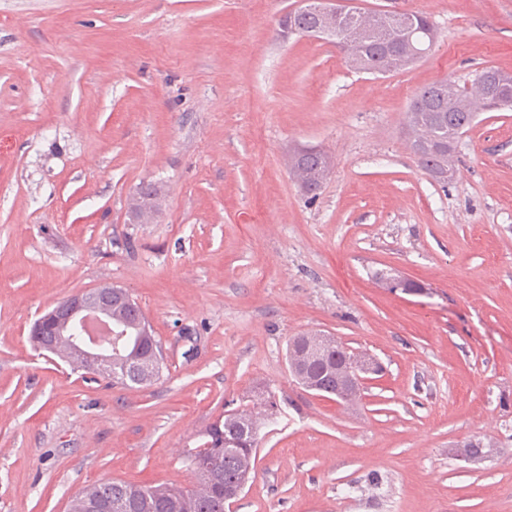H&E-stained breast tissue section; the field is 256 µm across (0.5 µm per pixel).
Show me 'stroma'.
I'll list each match as a JSON object with an SVG mask.
<instances>
[{
	"label": "stroma",
	"instance_id": "obj_1",
	"mask_svg": "<svg viewBox=\"0 0 512 512\" xmlns=\"http://www.w3.org/2000/svg\"><path fill=\"white\" fill-rule=\"evenodd\" d=\"M345 2L426 13L437 41L375 76L277 40L298 0H0V512H68L107 480L191 485L206 429L260 388L276 413L226 512H512V111L478 116L446 184L405 123L426 84L512 71V0ZM303 147L333 158L313 200L289 170ZM147 182L159 208L137 224ZM103 283L158 336L159 380L32 344L42 312ZM306 332L382 365L355 406L289 375ZM472 437L499 454L460 459ZM372 470L384 484L362 492ZM160 189L152 183L142 184L132 196L129 212L135 222L147 219L159 204Z\"/></svg>",
	"mask_w": 512,
	"mask_h": 512
}]
</instances>
